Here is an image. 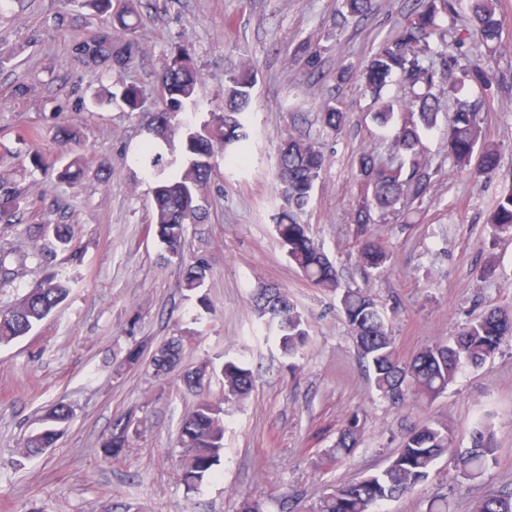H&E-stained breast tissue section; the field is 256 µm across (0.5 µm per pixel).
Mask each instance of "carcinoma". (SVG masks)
Here are the masks:
<instances>
[{
  "mask_svg": "<svg viewBox=\"0 0 512 512\" xmlns=\"http://www.w3.org/2000/svg\"><path fill=\"white\" fill-rule=\"evenodd\" d=\"M108 20L71 45L75 62L113 72L118 91L94 94L99 103L121 102L131 112L147 110L139 89L123 80L125 69L140 56L138 39L141 0H123L112 9V0H75ZM499 0H468L469 16L458 29L455 40L444 42L442 25L458 15L461 0H416V7L393 35L372 50L365 66L354 72L347 67L336 71V81L354 79L369 98L373 120L381 127L394 128L389 154L380 156L362 151L356 161L354 179L357 195L352 210L357 259L361 266L378 275L389 269L392 254L370 232L375 216L383 217L397 206L423 202L434 174L425 152L423 138L439 124L440 95L454 103L448 118L446 140L448 159L456 170L474 176L490 175L500 166V146L487 138L486 104L498 95L507 77L488 62L473 59L475 49L492 55L500 47L502 18ZM372 0H340V14L362 19L371 12ZM409 89L403 101L386 96L394 79ZM158 99L154 104L152 136L140 150L146 172L153 180L151 230L173 256H183L187 226L202 224L207 212L204 191L214 171L215 152L238 147L233 162L245 159L250 132L244 118L248 110L255 75L245 65L225 81L221 105L210 119L198 126L185 123L180 114L196 102L199 75L186 48L170 57L156 76ZM322 126L338 135L349 122V112L336 98L323 102ZM57 139L64 147L80 143V129L61 125ZM327 159L313 141L286 134L277 149L276 181L280 200L274 214V228L288 260L314 286L336 296L338 308L349 327L354 346L365 363L376 392L395 404L408 399L433 401L446 393L459 369L478 366L512 341V309L491 308L462 328L456 335L423 347L412 359L398 355L383 309L367 292L342 287L336 267L309 227L299 220L325 168ZM86 171L84 158L76 156L59 172L67 184L80 182ZM30 208L20 190L0 182V222L11 223L16 214ZM491 238L512 234V191L502 195L488 217ZM31 237L43 242L42 253L72 246L75 232L69 224H31ZM208 267L200 259L184 267L181 287L195 291L203 287ZM69 294V279L53 272L30 288L15 305L0 311V344L28 335L62 304ZM258 318L273 336L282 357L302 356L310 338L308 324L288 293L261 286L253 295ZM183 340L171 339L152 354L150 366L156 375H165L180 364ZM224 399L243 401L253 386L252 371L234 361L220 369ZM68 407L59 405L45 415V426L25 442L26 454L37 455L55 443L60 427L70 420ZM132 419L114 423L112 436L103 446L104 459L116 460L129 447ZM362 424L358 417L347 420L326 458L337 462L358 446ZM179 444L184 466L182 481L199 489L216 476V466L224 455V407L200 397L179 428ZM455 457L458 476L479 479L490 462L496 460L492 436L482 429L471 435V445L454 448L448 426L429 420L411 428L399 452L381 471L355 482L333 486L319 497L317 512H378L386 501L410 493L429 478L443 455ZM474 512H512V490H501L477 502Z\"/></svg>",
  "mask_w": 512,
  "mask_h": 512,
  "instance_id": "obj_1",
  "label": "carcinoma"
}]
</instances>
